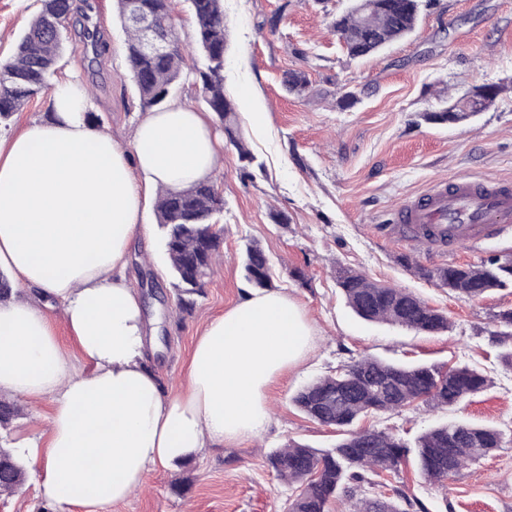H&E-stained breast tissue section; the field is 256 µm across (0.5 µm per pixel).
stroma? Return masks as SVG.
<instances>
[{
  "label": "stroma",
  "instance_id": "stroma-1",
  "mask_svg": "<svg viewBox=\"0 0 512 512\" xmlns=\"http://www.w3.org/2000/svg\"><path fill=\"white\" fill-rule=\"evenodd\" d=\"M82 23L110 43L92 62L78 36H70L59 74L91 91L92 123L122 143L144 111L125 57L126 34L113 0H75ZM351 0H224L227 48L224 89L253 156L242 161L225 144L214 182L224 196L222 257L205 280L190 314L179 315L177 290L162 246L154 203L144 207V238L129 254L147 327L160 339L152 365L170 392L187 384L194 342L217 316L251 291L242 273L249 242H260L278 291L300 305L314 333L298 365L279 373L266 389L270 421L254 438L209 448L174 467L151 469L125 501L81 512H285L291 488L268 466V455L296 440L333 447L334 428L307 419L292 403L314 378L350 358L438 366L466 363L491 381L483 392L447 410L411 408L363 418L362 426L387 429L410 440L436 423L465 420L497 428L509 439L494 455L450 477L446 487L426 483L410 467L382 475L373 494L402 491L422 499L429 512H512V368L497 358L490 332L499 311L512 308V289L476 299L448 293L421 269L478 264L512 257V224L477 245L447 252L387 232L391 211L437 182L466 173L484 182L512 184V0H440L420 13L415 32L380 53L350 59L331 30ZM40 0H0V60L14 54ZM304 71L303 96L286 92L285 74ZM500 85L494 105L457 125H433L423 112L438 99L471 87ZM355 102L341 104L345 92ZM266 115L255 128L251 113ZM287 224L275 223L272 212ZM349 267L414 292L445 311L448 332L429 335L367 322L347 307L335 271ZM23 415L0 431V445L30 438L47 443L55 404L21 399Z\"/></svg>",
  "mask_w": 512,
  "mask_h": 512
}]
</instances>
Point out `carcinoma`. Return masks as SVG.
<instances>
[{"label": "carcinoma", "mask_w": 512, "mask_h": 512, "mask_svg": "<svg viewBox=\"0 0 512 512\" xmlns=\"http://www.w3.org/2000/svg\"><path fill=\"white\" fill-rule=\"evenodd\" d=\"M195 24V41L203 67L192 66L199 77L203 98L217 114L224 135L242 159L250 158L237 125L236 112L224 93L226 28L223 0H187ZM423 0H379L362 14L349 11L336 18L333 30L352 59L371 55L387 44L408 36L416 27ZM159 28L172 44L171 51L152 56L141 47V33L129 22L127 0H118L121 23L127 34L125 55L143 108L161 110L189 67L173 21L172 0H143ZM73 0H41V8L21 37L14 55L0 61V127L9 129L12 115L35 96L49 90L50 79L74 23ZM290 93L303 94L308 86L302 71L285 75ZM441 100L424 119L435 124H457L471 112L448 111ZM165 248L181 292L201 294L204 279L219 257L220 235L207 232L224 211V197L211 181L160 192L156 206ZM245 278L258 289H273L269 258L258 244L246 249ZM421 275L461 298L473 299L512 288V259L483 261L477 265L420 269ZM336 281L347 305L361 319L385 322L423 333L445 332L447 315L415 293L375 281L361 271L340 268ZM491 335L504 344L512 339V309L499 312ZM488 387L484 372L470 365L442 368L402 365L374 356L352 357L332 373L301 388L294 405L310 420L343 432L332 449L313 448L291 441L268 456L276 478L295 487L287 512H328L331 500L354 497L373 477L397 474L407 458L428 483L442 486L469 464L504 447V434L463 422L435 425L421 432L410 447L387 430L357 427L369 413H399L425 403L432 409L450 408ZM22 415L12 400L0 398V425ZM26 478V469L14 452L0 458V496L8 497ZM400 501L374 495L356 500L352 512H428L418 500L398 494Z\"/></svg>", "instance_id": "obj_1"}]
</instances>
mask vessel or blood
Returning <instances> with one entry per match:
<instances>
[{"label":"vessel or blood","mask_w":512,"mask_h":512,"mask_svg":"<svg viewBox=\"0 0 512 512\" xmlns=\"http://www.w3.org/2000/svg\"><path fill=\"white\" fill-rule=\"evenodd\" d=\"M397 235L456 250L497 237L512 223V187L456 175L396 212Z\"/></svg>","instance_id":"vessel-or-blood-1"}]
</instances>
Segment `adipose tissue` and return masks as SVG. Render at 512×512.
Returning a JSON list of instances; mask_svg holds the SVG:
<instances>
[{"label": "adipose tissue", "instance_id": "1", "mask_svg": "<svg viewBox=\"0 0 512 512\" xmlns=\"http://www.w3.org/2000/svg\"><path fill=\"white\" fill-rule=\"evenodd\" d=\"M86 86L63 81L48 117L0 132V270L27 295L0 305V392L52 398L49 442L18 448L55 512L127 499L154 466L254 437L265 389L309 350L312 329L278 291L255 292L198 336L182 391L146 363L141 301L125 268L150 194L210 179L223 143L174 102L147 113L129 146L96 129ZM59 306L84 369L37 308Z\"/></svg>", "mask_w": 512, "mask_h": 512}]
</instances>
